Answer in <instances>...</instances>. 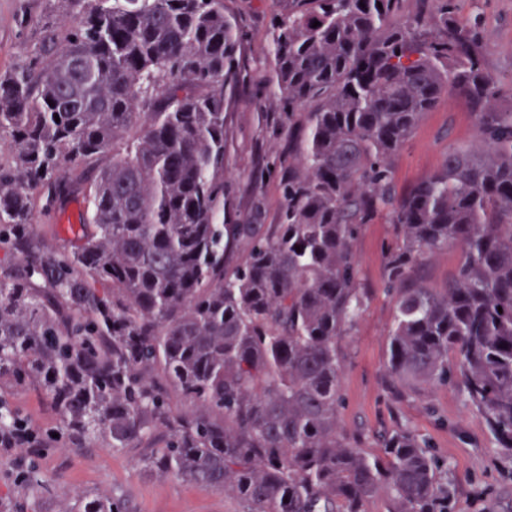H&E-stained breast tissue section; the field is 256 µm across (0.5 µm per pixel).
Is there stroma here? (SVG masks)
<instances>
[{
	"mask_svg": "<svg viewBox=\"0 0 512 512\" xmlns=\"http://www.w3.org/2000/svg\"><path fill=\"white\" fill-rule=\"evenodd\" d=\"M242 33L240 62L245 80L237 88L226 121L224 162L233 172L230 186L241 218L262 198V223L279 221L281 197L269 163L287 144L277 131L279 109L269 96L272 77V19L288 0H224ZM44 0H0V72L25 57L38 36L36 22ZM460 18L480 17L485 66L503 82L512 81V0H455ZM475 123L463 101L441 100L428 112L395 163V180L405 187L436 169L449 147L476 145ZM394 229L385 220L365 225L356 239L361 287L369 299L356 327L341 338L344 354L340 422L359 436L365 453L376 454L384 433L407 429L424 440L444 462L452 491L451 512H512V458L495 439L456 385L421 397L398 396L386 370L394 303L382 291L385 256ZM51 478L57 512L72 490L111 491L130 502L131 512H238L223 492L205 490L172 477L145 472L134 453L109 448L54 449L37 459Z\"/></svg>",
	"mask_w": 512,
	"mask_h": 512,
	"instance_id": "obj_1",
	"label": "stroma"
}]
</instances>
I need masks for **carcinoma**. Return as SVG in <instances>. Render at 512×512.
<instances>
[{"mask_svg":"<svg viewBox=\"0 0 512 512\" xmlns=\"http://www.w3.org/2000/svg\"><path fill=\"white\" fill-rule=\"evenodd\" d=\"M45 2L25 60L0 72V396L33 387L56 422L19 449L8 507L130 512L110 492L48 507L34 458L101 446L240 512H368L380 496L387 512H448L424 441L394 430L370 455L339 424L338 340L365 302L354 241L380 218L398 229L393 390L460 384L512 456V87L487 71L477 21L454 0L414 14L288 0L272 23L280 223L241 224L224 166L241 36L224 0ZM452 95L483 148L448 149L398 191L394 159ZM77 195L86 209L59 246L36 217ZM450 247L454 277L422 287Z\"/></svg>","mask_w":512,"mask_h":512,"instance_id":"obj_1","label":"carcinoma"}]
</instances>
